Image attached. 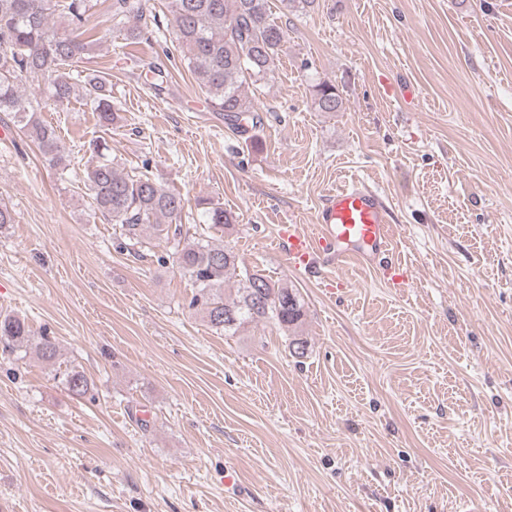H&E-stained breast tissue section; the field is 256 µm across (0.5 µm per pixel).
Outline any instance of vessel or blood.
Instances as JSON below:
<instances>
[{
	"label": "vessel or blood",
	"instance_id": "obj_1",
	"mask_svg": "<svg viewBox=\"0 0 512 512\" xmlns=\"http://www.w3.org/2000/svg\"><path fill=\"white\" fill-rule=\"evenodd\" d=\"M317 230L308 235L288 225L281 245L291 266L343 265L351 258L371 263L386 259L393 249L389 208L368 186L329 191L316 215Z\"/></svg>",
	"mask_w": 512,
	"mask_h": 512
}]
</instances>
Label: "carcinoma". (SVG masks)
<instances>
[{"label":"carcinoma","instance_id":"obj_1","mask_svg":"<svg viewBox=\"0 0 512 512\" xmlns=\"http://www.w3.org/2000/svg\"><path fill=\"white\" fill-rule=\"evenodd\" d=\"M88 2L0 0V112L14 113L24 135L55 166L63 163V147L54 130L35 117L31 101L20 91L22 82L37 84L45 104L55 107L69 103L79 85L100 127L108 129L116 120L112 81L98 71L78 70L95 49V41L81 31ZM170 14L182 59L209 110L237 131L244 121L261 125L247 89L256 91L271 80L287 41L286 31L271 18L268 0H170ZM130 18L139 24L126 29L127 39H145L150 23L141 0H112V19L124 24ZM314 98L319 112L342 109L333 84H317ZM94 152L97 159L87 168L86 179L96 208L121 225L133 246L150 233L178 246L179 263L196 285L190 306L202 312L211 327L234 332L246 321H271L288 330L291 354L304 357L307 340L297 329L306 311L298 289L248 269L231 280L229 272L238 266L233 250L208 240L182 241L180 194L144 173L117 171L104 141L95 143ZM204 214L217 233L233 224V216L218 204L205 207ZM29 333L20 317H0V340L22 348ZM62 383L76 396L86 395L92 386L75 368L64 373Z\"/></svg>","mask_w":512,"mask_h":512}]
</instances>
